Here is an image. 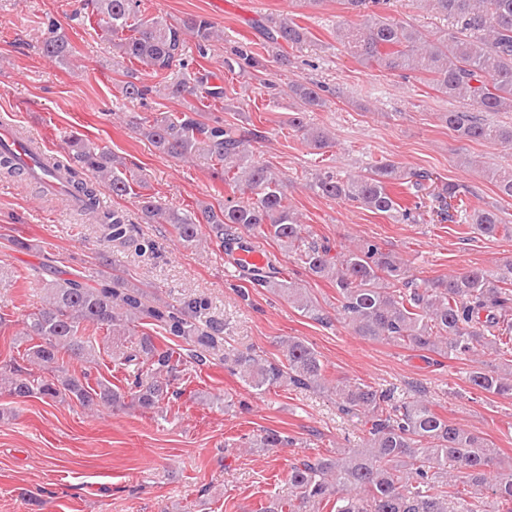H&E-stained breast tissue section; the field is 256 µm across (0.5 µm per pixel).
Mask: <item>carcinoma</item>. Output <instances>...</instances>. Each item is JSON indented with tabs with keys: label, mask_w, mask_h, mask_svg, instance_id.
<instances>
[{
	"label": "carcinoma",
	"mask_w": 512,
	"mask_h": 512,
	"mask_svg": "<svg viewBox=\"0 0 512 512\" xmlns=\"http://www.w3.org/2000/svg\"><path fill=\"white\" fill-rule=\"evenodd\" d=\"M142 0H93L108 33L118 39L122 58L152 70L164 82V95L176 101L224 100V88L212 83L209 71L174 77L175 67L185 68V39L196 40L200 56L217 38L214 24L200 15L172 24L161 17L140 18ZM384 0H343L345 9L360 22L347 24L339 33L343 46L364 65L389 72H417L432 77L435 90L459 103L441 114V120L458 137L512 148V125H499L481 113L512 111V0H424L431 10L448 20V28L427 35L406 21L375 13ZM269 48L298 47L308 40L306 28L285 17L258 22ZM43 53L60 63L72 56L73 46L60 24L48 19ZM241 71L263 66V57L245 45L225 61ZM128 99H144L152 87L127 81L121 88ZM323 86L306 82L288 85V97L297 110L288 126L304 134L310 148L329 144L325 129L306 122L307 112L326 106ZM139 134L160 153L182 161L206 157L220 165L224 181L248 191L251 198L227 200L216 208L205 205L201 218L188 212L163 209L154 197L134 194L129 180L117 173V161L108 150H95L76 140L65 160L37 155L41 175L57 181L69 196L81 202V211L102 226L108 241L130 237L134 224L118 208L100 202V185L116 197L136 195L140 211L151 223L168 224L177 241L188 248L198 241V224L211 227L216 241L238 230L260 231L271 237L309 273L335 284L340 314L352 333L364 340H384L460 359L495 352L512 356L501 340V324L512 308V264L499 272L472 267L448 278L415 282L392 251L364 240L355 248L332 253L330 245L306 235L288 205L285 181L266 164L254 162L246 152L251 141L264 138L252 128L239 131L196 108L176 115L143 118ZM94 179L86 178V173ZM0 173L31 175L8 148L0 147ZM483 176L498 193L512 198V166H485ZM400 184L414 197L430 190L429 217L440 224L462 217L482 236L492 237L507 226L496 208H468L472 191L465 184H435L433 173L405 169L392 161H379L364 175L341 178L330 172L315 177L311 188L324 197L348 201L397 221L422 219L423 205H401L389 187ZM259 286L272 288L295 309L321 323L328 322L315 298L295 280L263 275ZM43 305L23 319L29 342L22 360L0 366V390L18 398L37 395L52 401H76L98 411L136 407L144 413L163 414L180 397L176 386L183 367L202 365L221 356L229 371L260 394L273 388L327 390L338 408L366 417L368 429L361 445L339 448L326 456H304L288 469V494L277 497L262 512H473L461 488L485 492L497 508L512 512V461L504 460L487 439L441 417L423 398H400L358 379L326 377L320 353L308 342L285 336L279 346L283 359L269 360L253 350L225 346L224 324L209 316L207 302L188 299L179 305L148 300L142 288L126 278L110 275L90 287L73 278L54 277L43 288ZM149 324L182 341L177 347L159 344L136 325ZM92 325L106 331L104 342L115 349L125 371L120 388L105 378H91L100 346L82 334ZM84 369L76 372L72 364ZM468 382L477 392L512 395V363L495 370L469 372ZM293 443V437L263 429L247 441L249 448L270 450Z\"/></svg>",
	"instance_id": "1"
}]
</instances>
